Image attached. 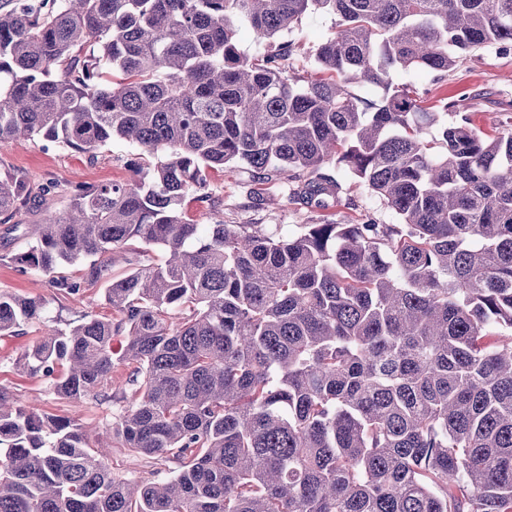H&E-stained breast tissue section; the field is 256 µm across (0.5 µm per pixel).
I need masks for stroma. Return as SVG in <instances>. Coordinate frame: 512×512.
<instances>
[{
    "label": "stroma",
    "mask_w": 512,
    "mask_h": 512,
    "mask_svg": "<svg viewBox=\"0 0 512 512\" xmlns=\"http://www.w3.org/2000/svg\"><path fill=\"white\" fill-rule=\"evenodd\" d=\"M336 29L334 16L311 14L290 33L296 47L297 65L307 70V59L313 50L331 37ZM411 81L417 89L427 92L431 105L452 98L459 90L470 93L465 106L473 112L478 128L491 132L512 117V52L478 51L469 55L443 80L422 70L412 71ZM136 147L121 138L100 149L96 160L87 154L38 139L0 146V174L20 173L32 183L49 186L44 200L55 210H64L70 203L68 190L72 184L88 185L126 181L135 174L127 165L136 155ZM325 172L338 184V198L327 209L306 207L292 202L289 187L281 181L265 182L254 178L242 166L228 165L215 173L210 183L212 199L199 202L186 199L183 212L186 219L197 224L210 221L213 212L224 215L228 224H261L279 236L300 230L327 214L349 224L374 220L392 224L395 214L371 191L349 173L329 166ZM27 238L8 233L0 223V292L40 298L46 303L43 320L20 327L17 335L0 336V388L7 389L25 407L39 412L73 418L77 423L102 424L106 411L91 403L75 404L56 396L47 381L31 377L17 367L19 357L37 343L46 327L65 329L79 323L84 315L112 317L105 301L104 287L89 289L78 296H62L50 288L46 276L39 273L20 274L9 262L10 254L22 251Z\"/></svg>",
    "instance_id": "obj_1"
}]
</instances>
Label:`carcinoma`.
Wrapping results in <instances>:
<instances>
[{"label": "carcinoma", "mask_w": 512, "mask_h": 512, "mask_svg": "<svg viewBox=\"0 0 512 512\" xmlns=\"http://www.w3.org/2000/svg\"><path fill=\"white\" fill-rule=\"evenodd\" d=\"M322 12L336 31L301 76L282 37ZM511 48L512 0H0V145L156 157L73 187L10 261L64 295L108 283L117 321L51 328L23 366L157 465L116 474L92 431L0 389V512H512V129H477L463 92L428 141L439 113L401 81ZM229 164L319 207L341 167L398 223L184 220ZM38 191L0 176V215ZM131 241L114 279L103 256ZM43 313L0 293V336Z\"/></svg>", "instance_id": "carcinoma-1"}]
</instances>
